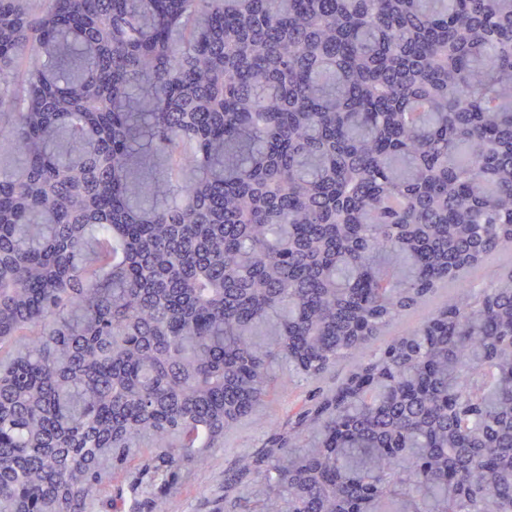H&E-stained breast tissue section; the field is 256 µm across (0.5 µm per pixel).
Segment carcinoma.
Returning a JSON list of instances; mask_svg holds the SVG:
<instances>
[{
  "label": "carcinoma",
  "instance_id": "obj_1",
  "mask_svg": "<svg viewBox=\"0 0 512 512\" xmlns=\"http://www.w3.org/2000/svg\"><path fill=\"white\" fill-rule=\"evenodd\" d=\"M0 512H512V0H0ZM510 271H512V256L497 254L483 264L463 271L460 279L475 284H485ZM452 289L451 285L441 284L440 288L436 290L425 305L405 315L399 322L391 327L389 334H397L419 324L425 316L440 306L448 298V292ZM356 358L339 361L325 376L309 385L303 382L285 384L270 396L265 406L248 417L224 438V447L213 448L202 470H181L168 487V512H214L224 506V470L233 466L238 458L259 448L271 427L297 412L308 390L317 386L328 387L340 382L352 369Z\"/></svg>",
  "mask_w": 512,
  "mask_h": 512
}]
</instances>
